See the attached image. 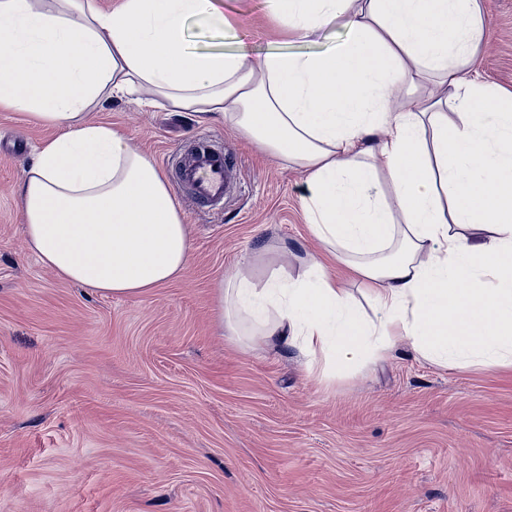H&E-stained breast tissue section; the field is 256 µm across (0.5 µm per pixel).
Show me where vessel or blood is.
Listing matches in <instances>:
<instances>
[{
  "mask_svg": "<svg viewBox=\"0 0 512 512\" xmlns=\"http://www.w3.org/2000/svg\"><path fill=\"white\" fill-rule=\"evenodd\" d=\"M235 165L223 150L214 148L208 136L197 138L194 147L185 150L175 164L178 188L188 189L193 200L215 206L230 193Z\"/></svg>",
  "mask_w": 512,
  "mask_h": 512,
  "instance_id": "1",
  "label": "vessel or blood"
}]
</instances>
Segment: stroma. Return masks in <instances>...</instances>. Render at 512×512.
Listing matches in <instances>:
<instances>
[{
	"label": "stroma",
	"mask_w": 512,
	"mask_h": 512,
	"mask_svg": "<svg viewBox=\"0 0 512 512\" xmlns=\"http://www.w3.org/2000/svg\"><path fill=\"white\" fill-rule=\"evenodd\" d=\"M480 77L512 91V0H479ZM234 29L188 24L198 52L314 51L266 0H220ZM154 162L210 136L236 179L222 212L175 197L192 254L137 297L57 277L27 247L16 188L56 129L0 109V512H512V371L443 368L400 346L322 383L296 350L234 345L218 325L221 276L264 280L313 249L301 168L229 126L142 93L89 112Z\"/></svg>",
	"instance_id": "obj_1"
}]
</instances>
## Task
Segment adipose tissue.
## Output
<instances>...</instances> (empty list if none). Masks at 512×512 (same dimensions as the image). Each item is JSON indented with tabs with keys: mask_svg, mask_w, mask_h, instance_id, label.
Wrapping results in <instances>:
<instances>
[{
	"mask_svg": "<svg viewBox=\"0 0 512 512\" xmlns=\"http://www.w3.org/2000/svg\"><path fill=\"white\" fill-rule=\"evenodd\" d=\"M324 52H197L187 23L225 29L217 0H0V107L58 128L18 186L29 250L63 280L139 296L178 278L191 241L154 162L88 121L149 92L173 112L231 123L307 174L312 236L357 276L367 316L310 258L304 276L241 266L213 292L230 338L296 349L309 373L410 343L444 368L512 370V92L471 76L478 0H267ZM490 235L473 240L463 226Z\"/></svg>",
	"mask_w": 512,
	"mask_h": 512,
	"instance_id": "adipose-tissue-1",
	"label": "adipose tissue"
}]
</instances>
